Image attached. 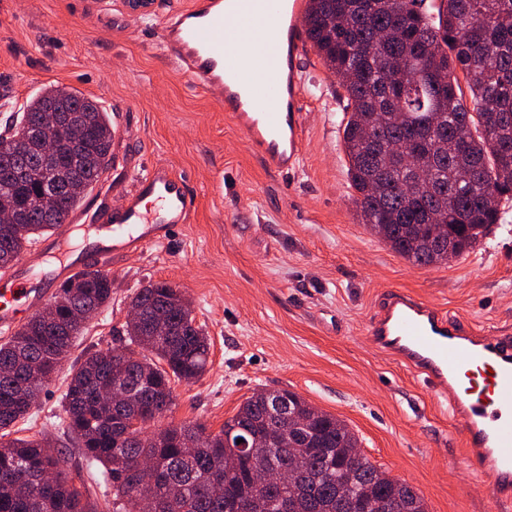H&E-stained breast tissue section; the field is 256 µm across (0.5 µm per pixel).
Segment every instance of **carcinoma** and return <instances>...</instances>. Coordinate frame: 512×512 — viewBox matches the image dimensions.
I'll list each match as a JSON object with an SVG mask.
<instances>
[{"label":"carcinoma","instance_id":"carcinoma-1","mask_svg":"<svg viewBox=\"0 0 512 512\" xmlns=\"http://www.w3.org/2000/svg\"><path fill=\"white\" fill-rule=\"evenodd\" d=\"M306 39L345 92L342 146L363 224L416 266L448 259L430 242L451 238L456 256L502 223L512 200V0H308ZM466 79L465 98L456 72ZM112 160V119L100 103L49 85L0 132V211L27 219L0 224V270L39 237L67 223ZM56 187L42 216L38 189ZM112 300L111 278L81 270L61 283L43 313L32 314L0 344V512H100L80 472L66 468L46 434L17 437L48 381L87 329L80 314ZM145 318L124 339L88 348L70 367L57 431L71 439L86 469L102 467L112 512H350L387 497L406 512H427L408 483L364 460L346 464L359 437L336 416L288 389L256 390L214 434L196 422L157 423L175 406L172 382L206 369L210 343L191 303L166 282L130 297ZM41 372L38 381L33 374ZM120 383L127 402L103 393ZM249 427L270 440L250 459L224 446V434ZM154 480L136 489L140 461ZM282 470V484L259 494L253 464ZM57 476L49 487L41 478Z\"/></svg>","mask_w":512,"mask_h":512}]
</instances>
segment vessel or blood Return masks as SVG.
<instances>
[{
  "label": "vessel or blood",
  "mask_w": 512,
  "mask_h": 512,
  "mask_svg": "<svg viewBox=\"0 0 512 512\" xmlns=\"http://www.w3.org/2000/svg\"><path fill=\"white\" fill-rule=\"evenodd\" d=\"M305 7L306 0H193L161 26L157 43L191 89L221 93V107L251 150L279 172L302 162ZM245 23L261 36L262 57L238 51ZM146 198L152 211L140 206ZM194 209L185 180L155 164L134 181L127 207L96 231L112 249L132 254L163 242ZM31 282L23 264L0 282V329L18 325L43 300ZM367 334L447 400L467 460L499 499H512V350L462 333L446 313L402 291L382 296Z\"/></svg>",
  "instance_id": "1"
}]
</instances>
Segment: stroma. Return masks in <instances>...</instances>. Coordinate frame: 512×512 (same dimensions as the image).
Segmentation results:
<instances>
[{
  "instance_id": "stroma-1",
  "label": "stroma",
  "mask_w": 512,
  "mask_h": 512,
  "mask_svg": "<svg viewBox=\"0 0 512 512\" xmlns=\"http://www.w3.org/2000/svg\"><path fill=\"white\" fill-rule=\"evenodd\" d=\"M190 3L153 0L136 12L126 0H0V127L54 84L119 114L112 166L80 206L91 220L56 249L36 243L23 254L44 288L52 255L63 264L90 255L111 274L112 300L74 355L117 345L130 297L168 282L211 344L205 373L173 382L170 422L216 433L255 390L289 389L344 421L364 456L413 486L428 512H512L471 469L447 402L367 336L381 297L401 290L512 346V212L447 264H410L358 220L341 147L347 101L316 50L300 65L303 159L282 174L249 149L215 96L192 90L153 49L163 19ZM157 163L194 193L190 222L137 254L102 253L94 227L125 207L124 173ZM66 376L46 385L24 436L52 431Z\"/></svg>"
}]
</instances>
